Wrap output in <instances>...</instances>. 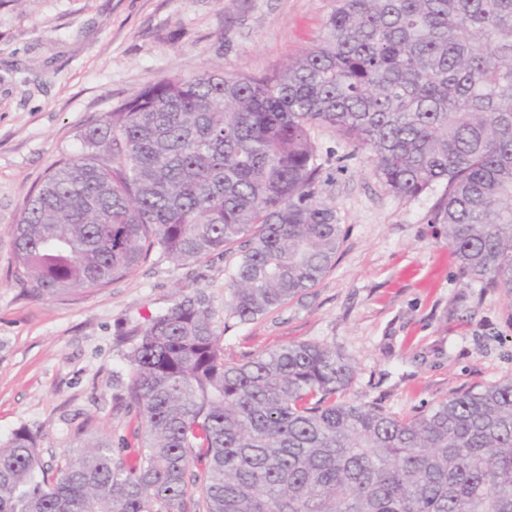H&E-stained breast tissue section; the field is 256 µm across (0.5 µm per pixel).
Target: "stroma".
<instances>
[{"instance_id":"1","label":"stroma","mask_w":512,"mask_h":512,"mask_svg":"<svg viewBox=\"0 0 512 512\" xmlns=\"http://www.w3.org/2000/svg\"><path fill=\"white\" fill-rule=\"evenodd\" d=\"M330 0H0V443L25 428L54 465L107 435L115 458L136 448L122 336L203 294L224 355L243 360L290 343L336 347L354 375L342 393L405 417L512 378V299L469 282L432 224L436 192L389 194L376 161L337 132H314L323 188L344 242L314 287L266 315L226 323L224 248L199 261L161 253L103 288L46 298L17 283L9 236L57 162L81 156L83 133L162 78L224 65L268 71L319 37Z\"/></svg>"}]
</instances>
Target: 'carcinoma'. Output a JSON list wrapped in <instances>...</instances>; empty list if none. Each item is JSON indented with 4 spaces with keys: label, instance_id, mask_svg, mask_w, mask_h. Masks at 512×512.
Masks as SVG:
<instances>
[{
    "label": "carcinoma",
    "instance_id": "1",
    "mask_svg": "<svg viewBox=\"0 0 512 512\" xmlns=\"http://www.w3.org/2000/svg\"><path fill=\"white\" fill-rule=\"evenodd\" d=\"M318 42L261 74L222 67L141 89L51 168L10 238L14 276L55 298L237 247L228 318L315 286L344 235L311 130L376 160L400 199L443 183L431 223L462 273L512 298V0H330ZM201 295L130 333L141 446L97 437L44 467L0 445V512H512V379L411 417L338 400L336 348L224 358Z\"/></svg>",
    "mask_w": 512,
    "mask_h": 512
}]
</instances>
